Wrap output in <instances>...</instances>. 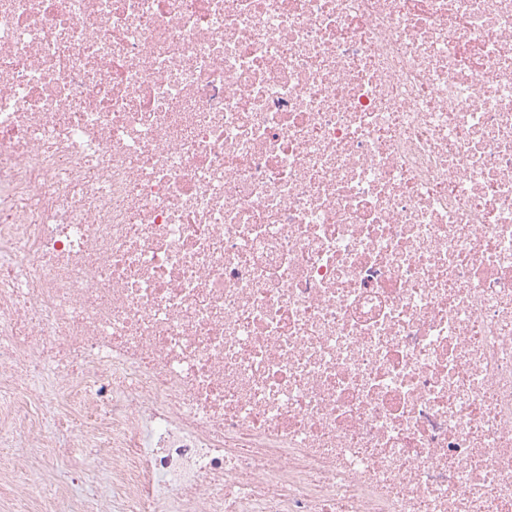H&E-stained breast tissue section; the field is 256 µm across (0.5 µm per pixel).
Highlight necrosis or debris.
Masks as SVG:
<instances>
[{"instance_id": "obj_1", "label": "necrosis or debris", "mask_w": 512, "mask_h": 512, "mask_svg": "<svg viewBox=\"0 0 512 512\" xmlns=\"http://www.w3.org/2000/svg\"><path fill=\"white\" fill-rule=\"evenodd\" d=\"M21 448L76 512H512V0H0L8 512Z\"/></svg>"}]
</instances>
